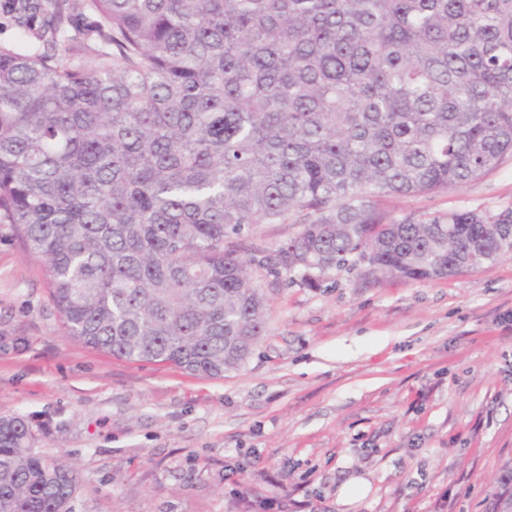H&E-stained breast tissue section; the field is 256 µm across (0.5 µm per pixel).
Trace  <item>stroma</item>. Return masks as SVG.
Wrapping results in <instances>:
<instances>
[{"instance_id":"obj_1","label":"stroma","mask_w":512,"mask_h":512,"mask_svg":"<svg viewBox=\"0 0 512 512\" xmlns=\"http://www.w3.org/2000/svg\"><path fill=\"white\" fill-rule=\"evenodd\" d=\"M383 207L512 212V157ZM256 282L267 332L239 370L129 363L65 335L0 224V415L76 466L74 512H495L512 493V251L424 283ZM353 480L365 491L344 501Z\"/></svg>"}]
</instances>
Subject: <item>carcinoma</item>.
<instances>
[{
    "label": "carcinoma",
    "mask_w": 512,
    "mask_h": 512,
    "mask_svg": "<svg viewBox=\"0 0 512 512\" xmlns=\"http://www.w3.org/2000/svg\"><path fill=\"white\" fill-rule=\"evenodd\" d=\"M57 38L61 0H13ZM97 69L0 47V223L72 339L222 378L265 335L252 268L431 281L512 244L474 211L388 215L512 156V0H85ZM259 224H297L272 254ZM0 416V512H73L76 469Z\"/></svg>",
    "instance_id": "cac0c4a2"
}]
</instances>
